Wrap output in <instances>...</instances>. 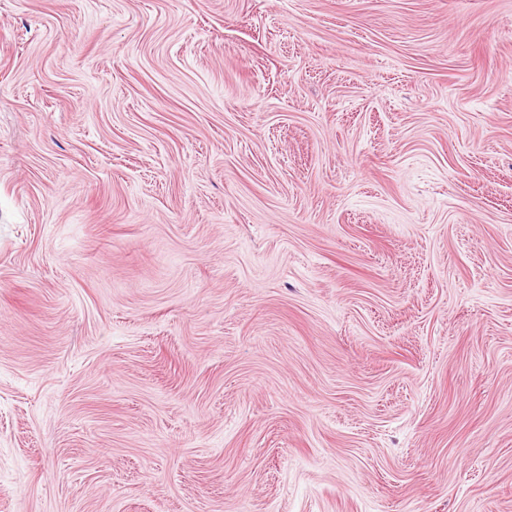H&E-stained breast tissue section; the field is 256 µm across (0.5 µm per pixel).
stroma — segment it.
<instances>
[{"label": "stroma", "mask_w": 512, "mask_h": 512, "mask_svg": "<svg viewBox=\"0 0 512 512\" xmlns=\"http://www.w3.org/2000/svg\"><path fill=\"white\" fill-rule=\"evenodd\" d=\"M0 512H512V0H0Z\"/></svg>", "instance_id": "stroma-1"}]
</instances>
